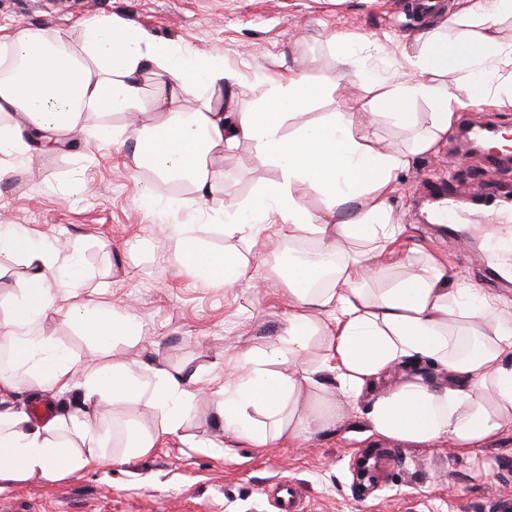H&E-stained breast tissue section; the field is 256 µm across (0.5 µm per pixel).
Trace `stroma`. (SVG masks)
<instances>
[{
	"mask_svg": "<svg viewBox=\"0 0 512 512\" xmlns=\"http://www.w3.org/2000/svg\"><path fill=\"white\" fill-rule=\"evenodd\" d=\"M407 0H0V28L24 25L75 36L85 18L133 22L165 43L223 56L241 79L235 94L251 109L266 97L269 78L306 67L318 80L336 74L334 40L353 44L365 68L398 69L417 35L440 21L439 14L405 16ZM372 87L347 84L290 118L285 130L319 121L337 111L344 98L371 103ZM99 123L88 117L86 134L69 138L47 160L20 164L0 182V224L32 232L38 240L79 244L75 277L84 297L134 299L142 330L138 343L117 345L115 359L159 364L194 376L211 387L224 380L226 355L266 349L278 337L288 311V294L275 267L287 241L251 242L224 235V215L197 203L194 190L160 192L158 204L144 197L141 170L111 142L91 137ZM251 144L217 154L212 166L225 203H246L280 172L266 165L253 172ZM457 164L448 167V156ZM447 183L459 201L479 187L512 191V166L492 168L449 132L438 152L413 156L399 172L389 198L396 222L406 228L403 250L414 261L433 258L454 278L475 283L489 297L512 302V287L486 284L478 245L466 238L435 241L416 204L426 178ZM189 225L198 245L229 251L263 280L260 288L206 284L178 268L168 247V227ZM41 335L82 368L106 354L55 313L42 320ZM105 428L126 426L157 434L144 456L108 447L99 466L65 478L34 477L10 482L0 491V512H278L272 503L281 481L299 491L307 512H490L492 498L512 492V428L472 451L451 441L412 446L364 435L353 409L341 422L306 441L280 440L259 449L246 442L225 443L209 399L191 402L178 435H161L162 418L138 403L109 408Z\"/></svg>",
	"mask_w": 512,
	"mask_h": 512,
	"instance_id": "stroma-1",
	"label": "stroma"
}]
</instances>
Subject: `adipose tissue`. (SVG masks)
Wrapping results in <instances>:
<instances>
[{"mask_svg":"<svg viewBox=\"0 0 512 512\" xmlns=\"http://www.w3.org/2000/svg\"><path fill=\"white\" fill-rule=\"evenodd\" d=\"M505 18H512V0H476L470 13L424 32L394 75L354 67L344 52L335 78L321 83L306 70L289 72L248 111L233 94L239 73L220 56L158 41L121 20H84L74 44L18 26L0 35V178L32 155L56 153L62 134L97 115L105 119L97 136L117 147L136 141V167L152 168L163 182L187 181L225 211V236L258 241L274 220L282 237L312 242L281 269L291 302L276 344L224 359L216 411L226 437L256 448L304 441L338 423L344 408L359 407L369 435L418 446L448 439L468 450L512 425V307L449 282L434 261L412 267L398 247L404 227L393 222L388 198L412 156L436 151L459 109L489 99L512 106V41L499 35ZM342 82L378 86V107L415 130L409 145L378 148L369 128L356 127L358 104L350 100L321 122L284 133L314 96ZM420 101L428 111H416ZM142 112L160 114L161 123L135 127ZM116 114L125 123H114ZM244 142L255 148L253 167L276 165L281 179L249 203L227 205L216 196L208 157ZM313 193L325 203L322 214L307 206ZM354 243L365 252L351 254ZM169 247L204 282L258 285L239 257L199 250L186 232L173 234ZM59 254L29 232L0 227V271L21 262L32 272L6 322L24 374L0 375V482L59 478L100 461L107 438L92 408L136 400L159 410L163 433L174 434L198 394L155 365L107 359L77 370L51 337L36 334L53 310L105 346L141 334L131 306L82 298ZM62 290L70 297L64 307L57 304ZM318 336L326 346L315 359L309 350ZM424 365L433 376L421 373ZM395 370L399 381L374 393L376 381ZM35 384L76 393L79 408L33 418L17 401Z\"/></svg>","mask_w":512,"mask_h":512,"instance_id":"ef3b65f1","label":"adipose tissue"}]
</instances>
